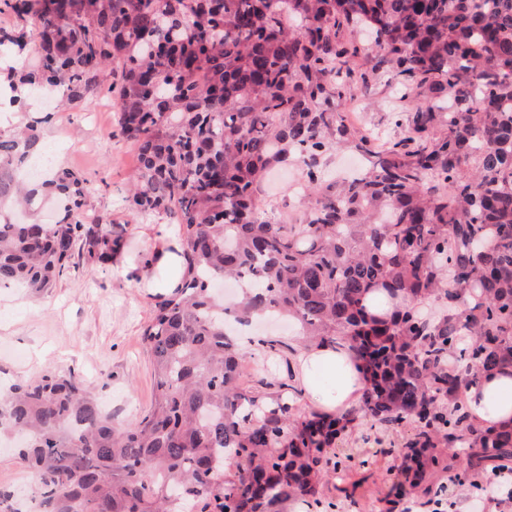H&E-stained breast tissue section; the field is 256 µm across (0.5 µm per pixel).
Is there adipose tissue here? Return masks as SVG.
<instances>
[{"label":"adipose tissue","mask_w":512,"mask_h":512,"mask_svg":"<svg viewBox=\"0 0 512 512\" xmlns=\"http://www.w3.org/2000/svg\"><path fill=\"white\" fill-rule=\"evenodd\" d=\"M151 241L153 266L151 271L140 272L139 278L154 292H170L177 284L176 278L162 280L158 274L179 267L180 258L173 250L174 234L160 224L154 226ZM292 369L307 410L341 416L358 407L365 380L345 344L297 346ZM467 411L483 426L511 428L512 366L479 375L467 391Z\"/></svg>","instance_id":"1"}]
</instances>
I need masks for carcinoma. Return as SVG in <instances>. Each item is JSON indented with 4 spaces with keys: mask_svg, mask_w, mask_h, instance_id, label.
<instances>
[{
    "mask_svg": "<svg viewBox=\"0 0 512 512\" xmlns=\"http://www.w3.org/2000/svg\"><path fill=\"white\" fill-rule=\"evenodd\" d=\"M13 53L9 104L37 89L72 100L109 84L118 133L137 148L135 213L179 226L178 286L144 329L155 398L122 424L70 371L0 395V435H19L36 512H275L325 476L352 497L336 440L413 425L388 454V504L411 498L441 448L468 469L512 460V428L470 422L461 395L478 375L512 365V0H0ZM370 25L375 67L422 88L446 85L448 111L420 104L406 136L383 146L334 111L367 85L351 26ZM36 126L0 133V286L46 294L87 259L105 266L123 238L84 219L86 180L69 170L25 183L40 152ZM352 145L369 171L340 185L321 159ZM302 164L309 201L298 224L267 217L256 187L273 166ZM58 218L32 202L47 192ZM222 278L237 296L213 292ZM373 293L403 306L378 317ZM448 303L436 321L418 305ZM293 320L305 340L349 344L367 381L359 409L307 414L290 386L245 380L246 354L227 322ZM283 354L281 339L250 338ZM0 512H25L0 489Z\"/></svg>",
    "mask_w": 512,
    "mask_h": 512,
    "instance_id": "obj_1",
    "label": "carcinoma"
}]
</instances>
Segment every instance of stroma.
I'll list each match as a JSON object with an SVG mask.
<instances>
[{
    "label": "stroma",
    "mask_w": 512,
    "mask_h": 512,
    "mask_svg": "<svg viewBox=\"0 0 512 512\" xmlns=\"http://www.w3.org/2000/svg\"><path fill=\"white\" fill-rule=\"evenodd\" d=\"M447 106L440 89H405L400 77L386 68L368 71L367 84L336 101L350 128L378 134L394 142L416 104ZM117 112L107 92L87 95L52 114L36 104L19 110L0 107V132L10 133L37 123L41 148L51 154L49 171L68 169L90 181L85 213L123 232L129 263L144 266L151 253L147 228L168 223L165 214H134L127 201L136 172L132 141L113 136ZM296 165L274 168L261 186L271 196L276 217L294 223L302 212L293 183L300 179ZM157 296L138 285L122 268L81 264L52 292L36 296L21 287H0V387L47 370L74 371L116 421L143 416L154 393L150 357L142 340ZM391 456L378 457L373 475L359 488L354 501L345 500L330 480L316 486L314 512H374L385 490V470ZM498 486V503L484 499L482 488ZM449 512H512V473L482 471L465 485H452Z\"/></svg>",
    "instance_id": "obj_1"
}]
</instances>
